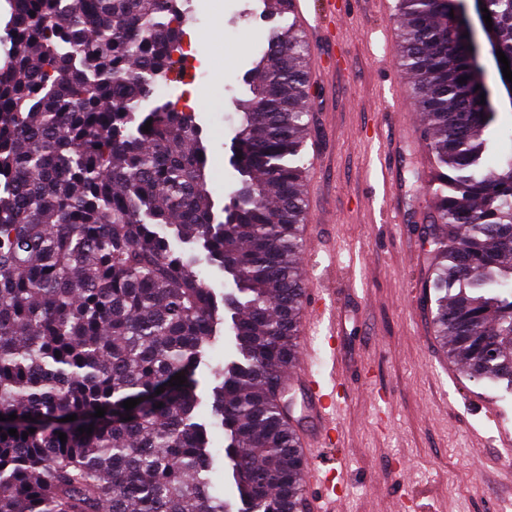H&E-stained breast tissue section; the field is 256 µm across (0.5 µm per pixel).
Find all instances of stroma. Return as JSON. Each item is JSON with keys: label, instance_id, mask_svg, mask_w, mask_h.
<instances>
[{"label": "stroma", "instance_id": "35a3bbf8", "mask_svg": "<svg viewBox=\"0 0 512 512\" xmlns=\"http://www.w3.org/2000/svg\"><path fill=\"white\" fill-rule=\"evenodd\" d=\"M262 10V0H191L196 22L185 30L197 67L223 54V78L169 85V100L194 113L202 129L208 188L219 206L236 183L229 163L234 101L245 91L253 54L266 44ZM385 24L369 0H351L336 33L334 77L325 84L316 70L308 72L309 135L323 150L311 178L318 226L312 275L320 277L331 256L333 288L365 291L362 302L349 304L336 343L355 386L336 439L347 457L336 512H512V459L495 440L499 426L512 427V396L466 379L435 338L429 314L414 303L429 250L420 229L432 209L419 129L398 151L397 197L379 176L377 142L394 123L392 92L411 88L395 44L381 33ZM481 62L497 113L489 136L498 161L512 155V97L492 55L483 53ZM482 396L495 402L497 417L475 405Z\"/></svg>", "mask_w": 512, "mask_h": 512}]
</instances>
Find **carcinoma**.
I'll use <instances>...</instances> for the list:
<instances>
[{
	"mask_svg": "<svg viewBox=\"0 0 512 512\" xmlns=\"http://www.w3.org/2000/svg\"><path fill=\"white\" fill-rule=\"evenodd\" d=\"M10 5L0 414L16 419L0 421V512H299L307 468L275 395L303 296V35L272 31L243 77L237 188L217 215L202 129L178 103L151 100L181 71L183 0ZM480 8L512 62V0ZM452 10L457 0L397 6V54L433 156L422 303L469 380L512 391V157L481 171L495 112ZM209 269L232 290L217 295ZM223 323L233 354L209 366L210 411L233 500L204 477L214 456L196 378ZM177 373L186 381L172 386ZM130 398L141 402L128 411Z\"/></svg>",
	"mask_w": 512,
	"mask_h": 512,
	"instance_id": "1",
	"label": "carcinoma"
}]
</instances>
